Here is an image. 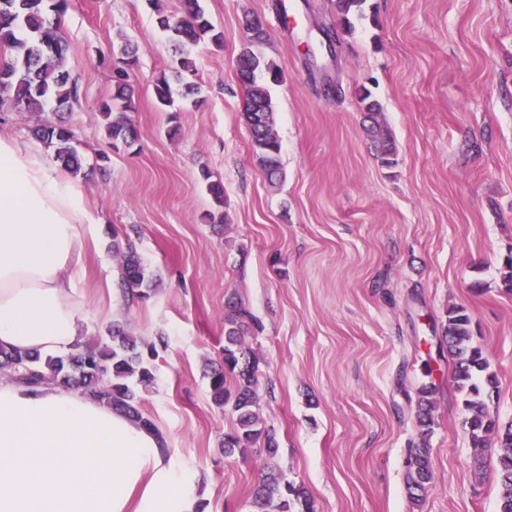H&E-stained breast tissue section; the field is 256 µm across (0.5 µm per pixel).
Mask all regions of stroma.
Returning a JSON list of instances; mask_svg holds the SVG:
<instances>
[{"label":"stroma","instance_id":"stroma-1","mask_svg":"<svg viewBox=\"0 0 512 512\" xmlns=\"http://www.w3.org/2000/svg\"><path fill=\"white\" fill-rule=\"evenodd\" d=\"M202 0L222 46L192 50L197 93L172 83L176 114L152 84L178 58L149 0H70L66 67L80 85L71 111L19 112L0 102V134L65 120L84 158L81 187L95 222L83 238L86 337L120 322L164 338L142 411L165 438V464L199 472L204 512H249L265 454L225 457L228 413L209 395L224 347V297L253 318L260 416L284 478L316 512H497L498 447L476 463L443 340L465 307L499 381L490 410L512 424V0H367L365 19L319 47L338 22L334 0ZM262 18L282 174L269 183L243 121L235 73L245 15ZM139 47L131 72L133 146L108 138L101 105L110 57ZM380 103L394 145L383 165L363 126L361 89ZM178 134H171V127ZM224 184L216 208L200 178ZM224 220H214L216 211ZM153 271L145 300L125 297L113 243ZM432 386L434 424L416 411ZM427 438L434 483L423 505L406 490V458Z\"/></svg>","mask_w":512,"mask_h":512}]
</instances>
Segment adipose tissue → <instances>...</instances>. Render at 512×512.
<instances>
[{
	"instance_id": "1",
	"label": "adipose tissue",
	"mask_w": 512,
	"mask_h": 512,
	"mask_svg": "<svg viewBox=\"0 0 512 512\" xmlns=\"http://www.w3.org/2000/svg\"><path fill=\"white\" fill-rule=\"evenodd\" d=\"M91 221L79 181L0 135V346L83 343ZM158 448L154 432L81 392L0 379V512H183L201 476L173 473Z\"/></svg>"
}]
</instances>
